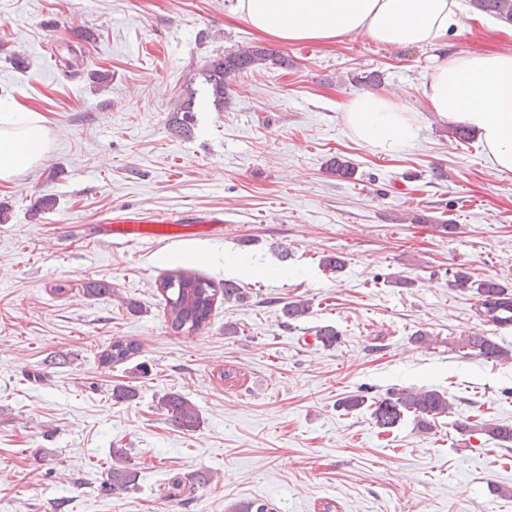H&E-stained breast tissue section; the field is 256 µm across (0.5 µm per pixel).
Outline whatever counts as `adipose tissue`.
<instances>
[{
  "instance_id": "adipose-tissue-1",
  "label": "adipose tissue",
  "mask_w": 512,
  "mask_h": 512,
  "mask_svg": "<svg viewBox=\"0 0 512 512\" xmlns=\"http://www.w3.org/2000/svg\"><path fill=\"white\" fill-rule=\"evenodd\" d=\"M235 12L283 43H338L360 33L384 46L436 51L465 25L461 0H236ZM422 93L429 112L474 131L492 169L512 171V50L436 52ZM343 112L350 134L374 152L397 153L418 135L415 114L384 93L357 95ZM48 148L38 113H0V180L40 164Z\"/></svg>"
}]
</instances>
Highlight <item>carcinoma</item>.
Wrapping results in <instances>:
<instances>
[{
  "label": "carcinoma",
  "instance_id": "carcinoma-1",
  "mask_svg": "<svg viewBox=\"0 0 512 512\" xmlns=\"http://www.w3.org/2000/svg\"><path fill=\"white\" fill-rule=\"evenodd\" d=\"M469 5L502 22L512 23V0H469ZM269 61L276 62L278 58L266 49L255 46L242 47L210 60L204 74L212 88L214 108L222 111L231 106L226 78L247 73ZM178 111L184 113V117L176 122L174 131L185 135L190 132L187 116L194 111L193 93L187 94ZM331 170L336 176L348 179L354 175L355 164L344 156H337L331 162ZM449 286L472 292L477 300V311L486 322L496 327L512 326V289L491 278L476 280L463 271L453 274ZM160 289L165 301L166 323L172 332L194 335L208 325L217 295L208 280L193 271L178 269L166 274ZM84 293L92 298H105L112 294V288L104 281L93 280L85 283ZM281 312L286 320L296 321L311 313V305L307 300L297 299L284 304ZM457 346L465 351V355L487 362L512 360V350L482 333H471L459 338ZM137 351L138 346L134 342L117 339L103 352L101 362L107 366L121 364ZM157 406L166 420L183 431L191 432L200 427V416L195 405L178 392L165 393L158 399ZM365 406L370 408L374 426L383 432L392 431L405 417L411 416L418 430L427 433L432 430L437 418L451 413L448 395L438 389H394L370 404L362 395H350L340 402V407L347 412ZM459 428L479 431L503 446L512 444V424L489 420L479 424H461ZM108 476L114 494L129 492L138 486L139 471L131 466L130 460L120 448L112 450Z\"/></svg>",
  "mask_w": 512,
  "mask_h": 512
}]
</instances>
